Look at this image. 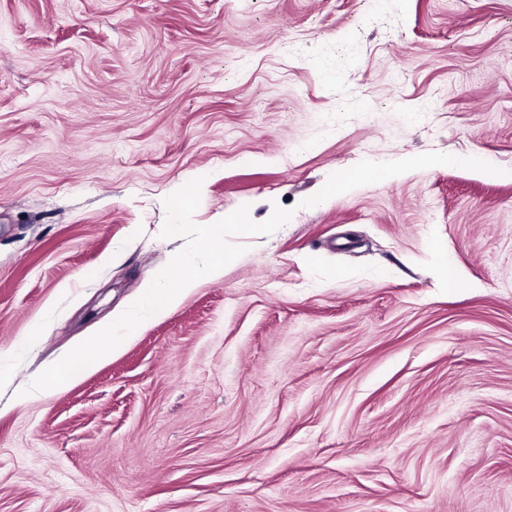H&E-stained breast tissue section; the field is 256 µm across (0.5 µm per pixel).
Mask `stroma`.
Masks as SVG:
<instances>
[{"label":"stroma","mask_w":512,"mask_h":512,"mask_svg":"<svg viewBox=\"0 0 512 512\" xmlns=\"http://www.w3.org/2000/svg\"><path fill=\"white\" fill-rule=\"evenodd\" d=\"M0 374V512H512V0H0Z\"/></svg>","instance_id":"1"}]
</instances>
